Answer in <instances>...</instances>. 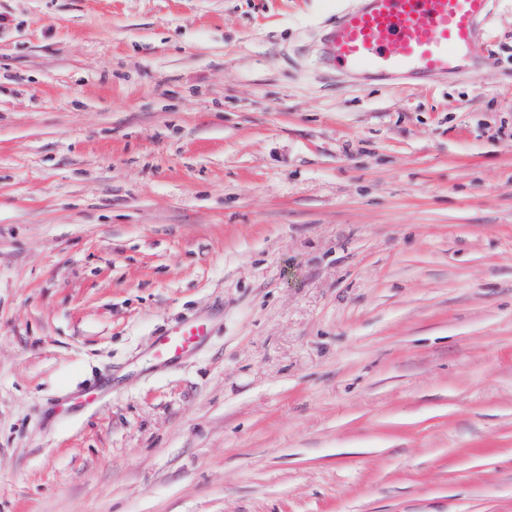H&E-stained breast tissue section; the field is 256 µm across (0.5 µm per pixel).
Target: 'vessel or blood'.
<instances>
[{
  "label": "vessel or blood",
  "mask_w": 512,
  "mask_h": 512,
  "mask_svg": "<svg viewBox=\"0 0 512 512\" xmlns=\"http://www.w3.org/2000/svg\"><path fill=\"white\" fill-rule=\"evenodd\" d=\"M491 0H361L336 16L318 49V61L338 73L371 77L442 76L478 62L479 29ZM202 321L170 326L157 337L154 356L173 363L208 336Z\"/></svg>",
  "instance_id": "b4317fda"
}]
</instances>
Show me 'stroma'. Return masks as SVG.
<instances>
[{"label": "stroma", "mask_w": 512, "mask_h": 512, "mask_svg": "<svg viewBox=\"0 0 512 512\" xmlns=\"http://www.w3.org/2000/svg\"><path fill=\"white\" fill-rule=\"evenodd\" d=\"M356 3L0 0V512H512V0L424 80ZM209 326L203 321H187L170 326L156 338L154 356L158 362L173 363L194 350L205 336Z\"/></svg>", "instance_id": "stroma-1"}]
</instances>
